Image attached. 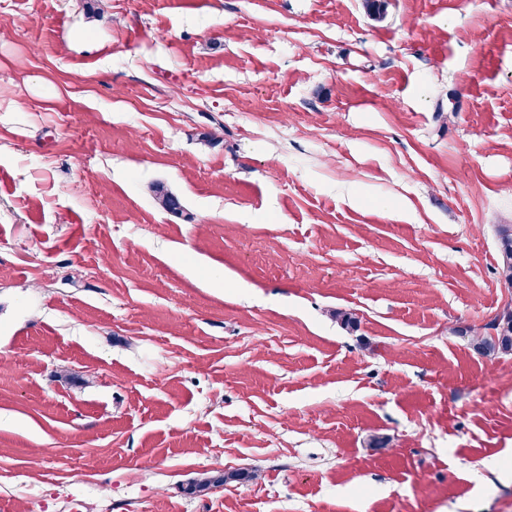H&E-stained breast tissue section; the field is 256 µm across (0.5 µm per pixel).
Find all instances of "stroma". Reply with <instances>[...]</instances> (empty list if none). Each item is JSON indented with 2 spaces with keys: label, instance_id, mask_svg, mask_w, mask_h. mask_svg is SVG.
Instances as JSON below:
<instances>
[{
  "label": "stroma",
  "instance_id": "obj_1",
  "mask_svg": "<svg viewBox=\"0 0 512 512\" xmlns=\"http://www.w3.org/2000/svg\"><path fill=\"white\" fill-rule=\"evenodd\" d=\"M386 3L0 0V512H512V0ZM499 275L506 288L512 289V224L498 225ZM495 334L473 340V349L483 357L492 358L512 351V311L495 318L489 325ZM253 475L244 472H217L215 475L206 476L198 480L191 486L190 491L195 494H201L209 491L212 487H217L233 481L252 480Z\"/></svg>",
  "mask_w": 512,
  "mask_h": 512
}]
</instances>
